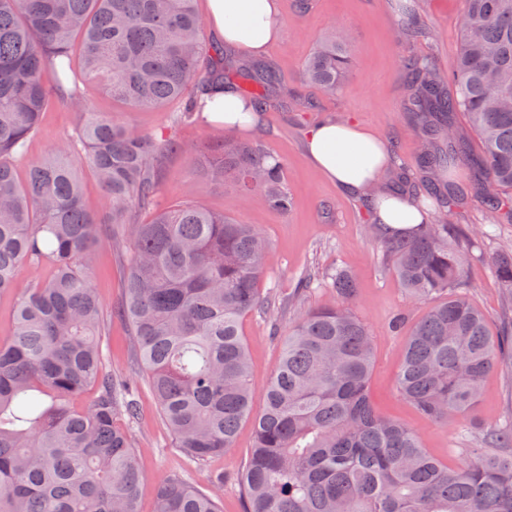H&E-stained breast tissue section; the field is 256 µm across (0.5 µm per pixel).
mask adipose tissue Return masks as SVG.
Listing matches in <instances>:
<instances>
[{"instance_id": "ef3b65f1", "label": "adipose tissue", "mask_w": 512, "mask_h": 512, "mask_svg": "<svg viewBox=\"0 0 512 512\" xmlns=\"http://www.w3.org/2000/svg\"><path fill=\"white\" fill-rule=\"evenodd\" d=\"M281 0H207V22L215 38L248 57L262 58L280 37ZM204 120L231 131L253 130L259 123L252 108L233 86L211 88L199 95ZM314 166L344 194L369 193L378 175L391 163L385 142L356 124L324 120L306 134ZM377 220L391 233L402 234L423 223L409 200H379Z\"/></svg>"}]
</instances>
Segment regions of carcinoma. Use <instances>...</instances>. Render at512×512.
I'll return each mask as SVG.
<instances>
[{
	"instance_id": "cac0c4a2",
	"label": "carcinoma",
	"mask_w": 512,
	"mask_h": 512,
	"mask_svg": "<svg viewBox=\"0 0 512 512\" xmlns=\"http://www.w3.org/2000/svg\"><path fill=\"white\" fill-rule=\"evenodd\" d=\"M462 41L448 74L424 54L406 55L411 89L402 103L419 124L425 181H440L456 140L452 114H467L482 144L485 177L475 198L512 218V0H463ZM194 0H0V294L18 299L11 335L0 338V512H140L147 480L131 436L137 386L106 369L103 308L91 284L100 225L113 246L130 244L120 310L134 336L142 376L177 448L203 461L235 447L251 422L253 444L238 477L244 512H512V406L479 427L481 444L455 466L424 448L412 426L382 415L369 394L374 345L353 310L357 281L347 270L307 271L297 294L321 288L339 302L299 312L286 334L288 302L260 283L269 243L241 224L184 200H159L158 159L167 136L142 133L86 109L77 81L67 103L79 112L74 136L28 166L17 163L72 62L134 111L184 101L228 81L263 111L281 97L262 70L225 62L208 44ZM347 36L314 49L306 77L333 94L348 72ZM208 179L270 208L290 205L282 165L256 144L229 136L183 148ZM110 204L83 203L80 165ZM153 212L148 223L135 214ZM388 269L413 301L427 305L407 336L398 394L426 420L451 426L476 407L484 378L506 354L512 329L493 335L467 295V255L476 234L440 220L391 237L367 225ZM487 260L512 295V250ZM50 274L42 275L44 268ZM260 309L282 354L253 412L254 382L243 317ZM93 391L86 406L77 401ZM224 478L202 491L169 477L154 512H221Z\"/></svg>"
}]
</instances>
